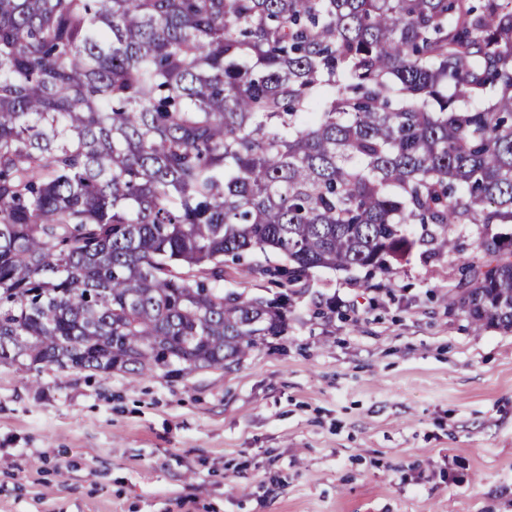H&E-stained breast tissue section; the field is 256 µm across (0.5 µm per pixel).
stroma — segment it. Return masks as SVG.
Segmentation results:
<instances>
[{
	"mask_svg": "<svg viewBox=\"0 0 512 512\" xmlns=\"http://www.w3.org/2000/svg\"><path fill=\"white\" fill-rule=\"evenodd\" d=\"M499 231L285 291L274 255L225 263V289L287 292L289 314L221 369L0 364V512H512V332L454 304Z\"/></svg>",
	"mask_w": 512,
	"mask_h": 512,
	"instance_id": "stroma-1",
	"label": "stroma"
}]
</instances>
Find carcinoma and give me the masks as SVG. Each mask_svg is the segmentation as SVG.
Wrapping results in <instances>:
<instances>
[{
  "label": "carcinoma",
  "instance_id": "cac0c4a2",
  "mask_svg": "<svg viewBox=\"0 0 512 512\" xmlns=\"http://www.w3.org/2000/svg\"><path fill=\"white\" fill-rule=\"evenodd\" d=\"M512 224V0H0V364L135 380L288 329L224 291ZM458 285L512 331V236Z\"/></svg>",
  "mask_w": 512,
  "mask_h": 512
}]
</instances>
